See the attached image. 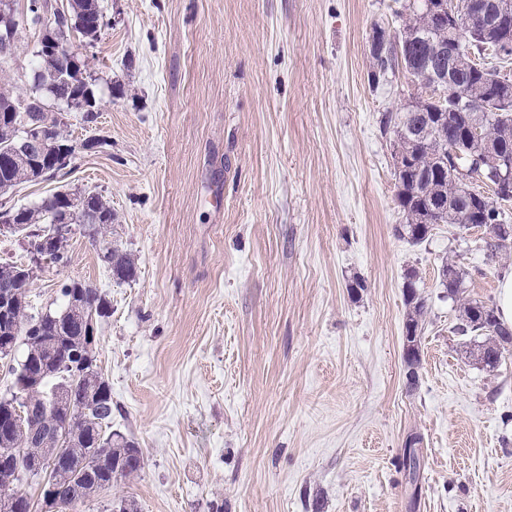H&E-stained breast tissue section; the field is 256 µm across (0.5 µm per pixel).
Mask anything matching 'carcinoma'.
Segmentation results:
<instances>
[{
  "label": "carcinoma",
  "instance_id": "obj_1",
  "mask_svg": "<svg viewBox=\"0 0 512 512\" xmlns=\"http://www.w3.org/2000/svg\"><path fill=\"white\" fill-rule=\"evenodd\" d=\"M49 0H26L25 15L34 27L50 10ZM402 31L406 42H387L371 53L373 75L403 71L419 79L438 62L433 48L453 34L470 53L483 54L500 39L499 30L483 34L484 22L476 18L471 28L461 32L446 15L432 11L421 0H409ZM17 9L0 14V53L23 38V27L13 20ZM67 17L62 24L80 20L96 25V33L107 25L99 0H68ZM37 83L25 90L10 85L12 66L0 62V113L11 112L14 119L0 125V156L9 165L0 166V191L42 177L36 153L25 149L24 141L37 134L34 121L46 123L42 155L53 159V174L71 167L75 150L64 122L54 115L56 97L74 99L93 96L83 77L87 64L49 60L40 50L30 61ZM454 80L465 85L467 97L448 111V100L416 95L405 108L386 112L382 128L397 136L395 161L403 169L395 170L397 200L407 223L397 234L413 244L424 241L435 224H453L462 229L484 231L487 252L493 257L512 243V224L505 223L499 201L488 203L468 200L463 184L448 171V147L457 149L456 163L468 172L475 171L483 150L499 146L512 148V82L499 81V73L487 71L477 63H459ZM477 125L480 140L466 137ZM448 134V146L442 134ZM77 209V223L98 247L101 257L119 280H131L136 264L121 247L107 238L112 226V209L102 198L90 193L59 191L31 206L21 207L0 224L19 233L27 242L28 253L35 251L55 265L67 261L66 243L70 229L57 231L66 213ZM32 273L23 263L0 264V359L12 358L18 348L23 355L9 367L15 376V391L0 397V455L8 466L0 468V512H32V504L21 486L35 481L42 501L55 512H73L86 500L118 481L133 479L145 465L143 452L136 443L120 433L107 431L112 423V390L97 369L92 344L93 323L110 314L106 296L94 285L80 280L62 284L63 302L55 311L39 312L29 308ZM441 285L448 297L462 300L461 323L457 331L473 337L477 358L494 370L508 352L512 328L503 324L494 306L477 299H465L464 272L452 261L442 265ZM405 300L409 307L404 342V361L410 385L417 382L420 362L419 343L422 317L427 300L419 293L414 274L405 282ZM26 413L17 423L10 421L12 410Z\"/></svg>",
  "mask_w": 512,
  "mask_h": 512
}]
</instances>
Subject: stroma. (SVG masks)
Here are the masks:
<instances>
[{
    "instance_id": "obj_1",
    "label": "stroma",
    "mask_w": 512,
    "mask_h": 512,
    "mask_svg": "<svg viewBox=\"0 0 512 512\" xmlns=\"http://www.w3.org/2000/svg\"><path fill=\"white\" fill-rule=\"evenodd\" d=\"M100 3V38L73 44L97 119L62 115L70 173L0 195H100L137 264L117 280L75 224L67 264L41 263L30 292L38 311L65 281L105 294L112 429L145 457L78 512L122 496L140 512H512V352L475 364L439 277L454 260L465 298L493 302L512 255L489 257L479 229L396 233L381 117L414 85L369 60L405 0ZM410 268L428 300L414 387ZM412 434L414 484L398 468Z\"/></svg>"
}]
</instances>
